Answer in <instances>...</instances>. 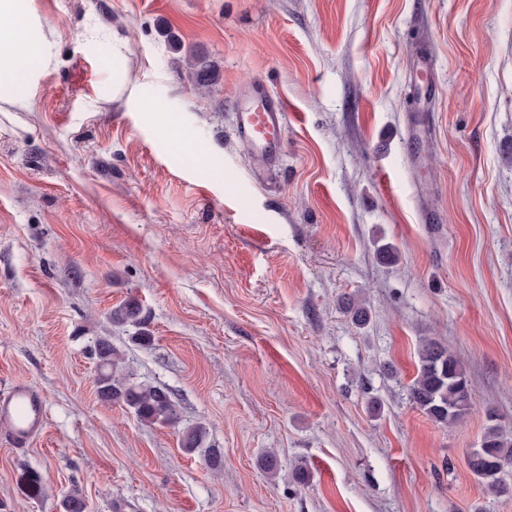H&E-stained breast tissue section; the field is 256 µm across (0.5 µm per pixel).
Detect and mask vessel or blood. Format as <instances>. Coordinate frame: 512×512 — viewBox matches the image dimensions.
I'll return each mask as SVG.
<instances>
[{
  "mask_svg": "<svg viewBox=\"0 0 512 512\" xmlns=\"http://www.w3.org/2000/svg\"><path fill=\"white\" fill-rule=\"evenodd\" d=\"M285 120L281 99L258 82L251 96L237 105L236 134L255 159L267 166L282 151ZM45 424V400L33 385L17 381L0 393V430L12 448L27 449Z\"/></svg>",
  "mask_w": 512,
  "mask_h": 512,
  "instance_id": "1",
  "label": "vessel or blood"
}]
</instances>
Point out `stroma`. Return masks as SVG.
Here are the masks:
<instances>
[{
	"label": "stroma",
	"mask_w": 512,
	"mask_h": 512,
	"mask_svg": "<svg viewBox=\"0 0 512 512\" xmlns=\"http://www.w3.org/2000/svg\"><path fill=\"white\" fill-rule=\"evenodd\" d=\"M29 8L47 60L0 101V389L32 382L47 423L21 454L0 434V512L75 488L90 512H512V468L493 496L466 463L486 408L512 433V0ZM194 51L220 73L204 93ZM256 80L288 108L267 176L234 134ZM128 298L148 347L107 321ZM98 336L208 427L219 469L98 401ZM429 337L469 375L455 427L408 397Z\"/></svg>",
	"instance_id": "35a3bbf8"
}]
</instances>
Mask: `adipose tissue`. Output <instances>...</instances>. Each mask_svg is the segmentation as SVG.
Masks as SVG:
<instances>
[{"instance_id": "1", "label": "adipose tissue", "mask_w": 512, "mask_h": 512, "mask_svg": "<svg viewBox=\"0 0 512 512\" xmlns=\"http://www.w3.org/2000/svg\"><path fill=\"white\" fill-rule=\"evenodd\" d=\"M26 0H0V80H13L32 68L35 43L25 21Z\"/></svg>"}]
</instances>
